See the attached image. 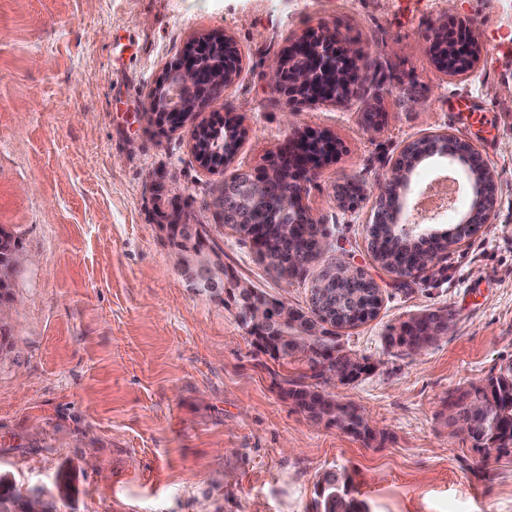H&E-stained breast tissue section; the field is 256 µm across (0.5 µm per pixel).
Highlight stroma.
Returning <instances> with one entry per match:
<instances>
[{"mask_svg": "<svg viewBox=\"0 0 512 512\" xmlns=\"http://www.w3.org/2000/svg\"><path fill=\"white\" fill-rule=\"evenodd\" d=\"M310 28L340 30L370 66L348 103L292 112L264 70ZM461 29L478 56L448 77L431 48ZM213 32L241 55L197 114L242 119L223 174L265 164L296 130L338 142L303 204L325 233L319 265L358 267L382 293L377 318L339 339L370 371L328 388L367 414L372 443L293 405L283 387L305 365L259 352L227 295L190 288L157 226V210L186 208L229 280L306 306L307 285L219 224L220 176L195 160L191 125L162 132L145 114L165 66ZM369 108L381 117L367 129ZM435 133L477 145L494 217L430 277L402 279L368 248L374 188ZM350 179L362 192L343 207L333 188ZM0 227L22 256L0 322V476L17 490H54L66 472L76 493L57 512H314L323 473L343 466L368 512H512V455L482 458L448 420L452 392L512 364V0H0ZM440 308L447 336L386 349L390 328Z\"/></svg>", "mask_w": 512, "mask_h": 512, "instance_id": "1", "label": "stroma"}]
</instances>
